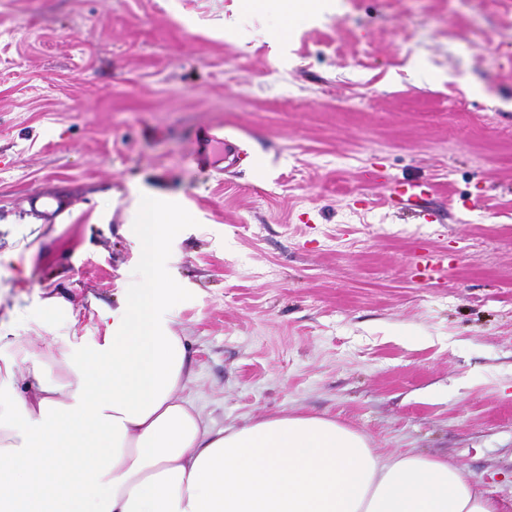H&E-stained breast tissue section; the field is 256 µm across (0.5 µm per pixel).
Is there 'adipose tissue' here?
<instances>
[{
  "label": "adipose tissue",
  "instance_id": "ef3b65f1",
  "mask_svg": "<svg viewBox=\"0 0 512 512\" xmlns=\"http://www.w3.org/2000/svg\"><path fill=\"white\" fill-rule=\"evenodd\" d=\"M140 208L146 277L101 342L51 335L34 357L0 323V512H501L447 460L377 454L333 418L211 427L182 396L183 337L155 319L177 219L153 195Z\"/></svg>",
  "mask_w": 512,
  "mask_h": 512
}]
</instances>
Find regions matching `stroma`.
<instances>
[{"mask_svg": "<svg viewBox=\"0 0 512 512\" xmlns=\"http://www.w3.org/2000/svg\"><path fill=\"white\" fill-rule=\"evenodd\" d=\"M0 0V317L90 345L140 285L137 201L214 428L322 415L512 512V0ZM245 152L192 159L198 129ZM432 190L420 213L386 187ZM443 256L434 279L409 260Z\"/></svg>", "mask_w": 512, "mask_h": 512, "instance_id": "35a3bbf8", "label": "stroma"}]
</instances>
